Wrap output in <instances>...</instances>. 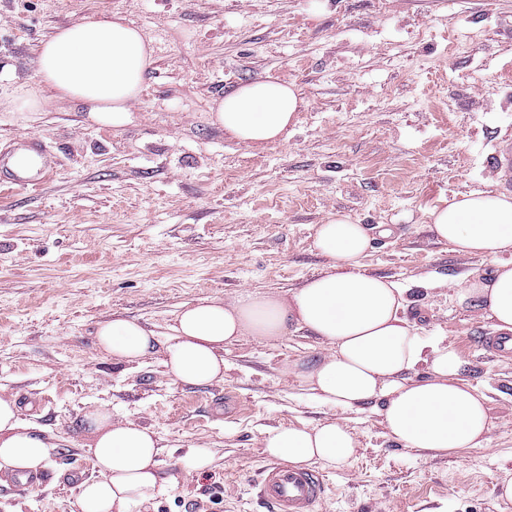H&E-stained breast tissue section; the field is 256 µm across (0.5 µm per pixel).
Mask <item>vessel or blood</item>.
I'll list each match as a JSON object with an SVG mask.
<instances>
[{"label": "vessel or blood", "mask_w": 512, "mask_h": 512, "mask_svg": "<svg viewBox=\"0 0 512 512\" xmlns=\"http://www.w3.org/2000/svg\"><path fill=\"white\" fill-rule=\"evenodd\" d=\"M37 157L36 166L20 168L11 160L17 153ZM493 169L505 174L507 187H512V143L495 149L490 157ZM56 156L32 134L12 136L6 147L0 148V184L28 190L40 188L56 175ZM481 348L494 358L512 356V336L500 334L482 337ZM325 491L322 476L311 469L293 468L277 462L267 464L262 471L259 496L270 512H314Z\"/></svg>", "instance_id": "1"}]
</instances>
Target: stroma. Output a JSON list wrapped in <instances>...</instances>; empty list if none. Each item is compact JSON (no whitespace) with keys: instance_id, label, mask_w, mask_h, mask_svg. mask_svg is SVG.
Returning a JSON list of instances; mask_svg holds the SVG:
<instances>
[{"instance_id":"1","label":"stroma","mask_w":512,"mask_h":512,"mask_svg":"<svg viewBox=\"0 0 512 512\" xmlns=\"http://www.w3.org/2000/svg\"><path fill=\"white\" fill-rule=\"evenodd\" d=\"M120 14L153 40L155 61L112 128L86 109L0 106V136L30 132L60 174L35 191L0 185V397L50 437L46 486L0 479V512H80L69 467L97 471L84 424L102 407L159 433L167 489L129 512H268L258 495L263 434L336 420L358 442L323 468L316 512H512V361L486 354L487 312L460 302L464 276L494 260L461 255L428 229L441 199L501 191L487 163L512 140V0H0V103L36 81L41 41L86 15ZM273 75L304 106L287 141L248 146L211 108ZM373 228L365 272L406 290L417 331L455 347L463 381L487 398L483 447L431 455L390 437L382 406L342 410L286 374L331 348L306 331L224 348V378L174 382L155 348L113 363L96 343L115 316L169 334L185 304L288 295L328 273L314 246L335 212ZM386 235H378V228ZM212 454L204 469L185 460Z\"/></svg>"}]
</instances>
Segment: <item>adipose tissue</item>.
<instances>
[{"instance_id":"adipose-tissue-1","label":"adipose tissue","mask_w":512,"mask_h":512,"mask_svg":"<svg viewBox=\"0 0 512 512\" xmlns=\"http://www.w3.org/2000/svg\"><path fill=\"white\" fill-rule=\"evenodd\" d=\"M154 63V50L141 31L116 13L90 15L58 28L40 46L34 89L11 101L13 110L37 112L49 98L85 105L102 125L131 124V106ZM302 100L294 84L269 75L240 85L216 101L213 125L248 146L285 140ZM433 235L455 252L496 260L489 277L467 279L460 301L487 311L494 328L512 333V196L470 192L443 201L428 213ZM371 240L369 229L338 212L318 225L314 245L333 261V272L310 279L289 298L246 293L232 304L201 299L185 305L164 342V364L174 382L202 386L224 376V347L239 336L259 339L307 330L332 349L314 365H293L292 376L332 406L350 409L379 399L392 437L433 454L482 447L491 427L485 396L459 377L460 353L441 340L420 336L403 315L402 288L360 270ZM114 362L133 363L149 355L155 334L136 320L115 317L95 333ZM427 365L428 376L407 382L405 371ZM97 478L82 481L81 512H129L162 493L159 472L164 447L150 427L113 421L97 409L85 417ZM265 453L291 467L346 464L357 441L331 421L311 429L278 427L265 432ZM54 448L25 430L14 401L0 398V473L21 476L43 469Z\"/></svg>"}]
</instances>
